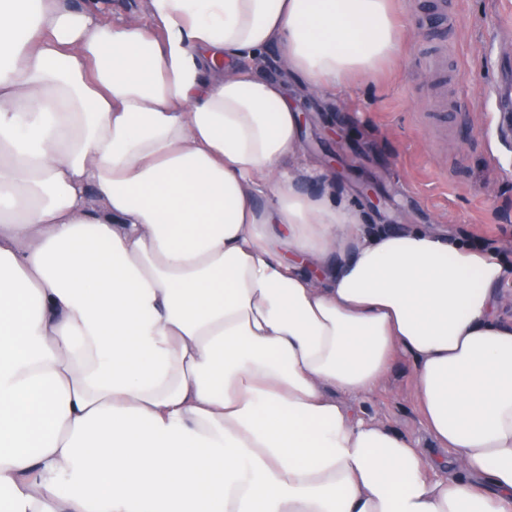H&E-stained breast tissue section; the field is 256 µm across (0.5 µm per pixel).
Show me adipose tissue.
Listing matches in <instances>:
<instances>
[{
  "label": "adipose tissue",
  "mask_w": 512,
  "mask_h": 512,
  "mask_svg": "<svg viewBox=\"0 0 512 512\" xmlns=\"http://www.w3.org/2000/svg\"><path fill=\"white\" fill-rule=\"evenodd\" d=\"M0 0V512H512V276L373 227L261 69L394 58L392 0ZM435 453L356 405L397 356Z\"/></svg>",
  "instance_id": "obj_1"
}]
</instances>
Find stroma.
Returning a JSON list of instances; mask_svg holds the SVG:
<instances>
[{"label":"stroma","instance_id":"35a3bbf8","mask_svg":"<svg viewBox=\"0 0 512 512\" xmlns=\"http://www.w3.org/2000/svg\"><path fill=\"white\" fill-rule=\"evenodd\" d=\"M399 65L321 96L288 71L279 51L264 64L304 112L303 153L332 172L345 199L371 224L434 230L480 242L512 265V146L501 140L488 98L498 84L512 94V69L493 56L512 54V0H452V28L437 26L433 0H402ZM430 35L450 39L467 94L444 125L433 120L432 73L419 50ZM367 414L425 440L405 359L392 366L366 402Z\"/></svg>","mask_w":512,"mask_h":512}]
</instances>
